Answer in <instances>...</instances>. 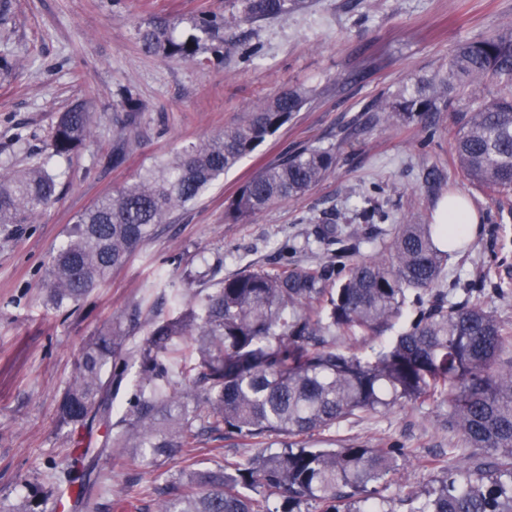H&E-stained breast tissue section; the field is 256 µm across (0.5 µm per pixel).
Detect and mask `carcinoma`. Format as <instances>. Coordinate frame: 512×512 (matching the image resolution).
I'll use <instances>...</instances> for the list:
<instances>
[{"mask_svg": "<svg viewBox=\"0 0 512 512\" xmlns=\"http://www.w3.org/2000/svg\"><path fill=\"white\" fill-rule=\"evenodd\" d=\"M217 19L202 14L185 32L171 19L138 29L147 55L195 61L208 42L228 55V32L278 18L306 0H230ZM494 76L498 91L460 119L453 161L478 186L512 194V30L461 43L448 69L381 100L376 121L418 120L431 137L440 103ZM306 92L279 91L224 132L193 143L174 160L123 185L77 216L46 271L45 301L61 308L84 299L122 265L176 208L201 193L255 151L300 111ZM92 113L83 103L61 113L48 158L71 156L89 138ZM336 167V154L299 145L247 180L227 214L247 222L256 213L306 193ZM57 175L47 161L18 174L0 172V224H22L54 200ZM320 237L341 257L358 244L330 224ZM464 240L446 224H401L382 259L348 265L242 271L214 284L197 301L171 293L175 315L154 324L128 352L139 365L129 407L114 415L112 368L121 360V325L95 331L83 347L74 380L62 392L56 416L70 430H103L99 446L77 449L66 467L50 468L35 493L0 501V512H46L62 487H77L73 512L86 508L84 490L101 459L117 456L128 467L158 463L189 448L200 432L242 442L278 438L280 448L228 461L216 470L186 467L170 476L154 512H393L370 502L369 487L396 469L400 448H316L306 439L333 432L359 412L398 402L441 398L448 429L460 436L461 464L441 471L424 492L409 497V512H512V332L478 302H453L437 288L448 248ZM417 317L380 351L363 360L336 351V337L380 336L401 316L410 293Z\"/></svg>", "mask_w": 512, "mask_h": 512, "instance_id": "cac0c4a2", "label": "carcinoma"}]
</instances>
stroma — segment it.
<instances>
[{
    "instance_id": "35a3bbf8",
    "label": "stroma",
    "mask_w": 512,
    "mask_h": 512,
    "mask_svg": "<svg viewBox=\"0 0 512 512\" xmlns=\"http://www.w3.org/2000/svg\"><path fill=\"white\" fill-rule=\"evenodd\" d=\"M225 0H16L0 26L18 61L0 74V164L20 170L47 155L60 113L86 100L94 127L70 158L54 161L56 200L23 224L0 225V499L13 501L38 483L49 463L66 465L74 437L56 418V400L75 376L89 337L124 322L126 349H135L172 312V290L204 295L207 285L244 270L306 268L336 258L335 246L314 242L322 222L358 238L359 254L377 257L399 224L435 223L441 199L470 201L477 231L449 258L439 286L455 299L480 302L512 328V198L473 185L453 161L452 133L474 96L463 91L434 118L428 146L417 122L372 123L369 107L444 67L455 47L495 28L512 26V0H308L306 8L245 26L235 55L199 64L145 55L136 28L153 17L182 27L202 13L223 15ZM285 88L307 93L300 112L244 157L197 201L174 210L129 259L79 304L47 305L42 282L51 256L77 216L101 197L116 195L137 174L178 155L189 144L236 124L244 112ZM140 102L122 108L124 92ZM313 144L334 149L336 168L304 195L278 202L248 222L225 215L228 200L257 171L287 149ZM124 161L113 165V151ZM386 211L382 224L361 223L358 212ZM189 272L204 283L186 284ZM136 325L125 319L133 307ZM337 445L400 448L396 471L378 494L403 512V499L453 466L461 447L448 430V404L409 402L361 413L337 425ZM200 436L189 453L158 466L130 469L101 460L105 490L89 512H113L127 498L137 512H154L148 488L191 464L215 469L258 452Z\"/></svg>"
}]
</instances>
